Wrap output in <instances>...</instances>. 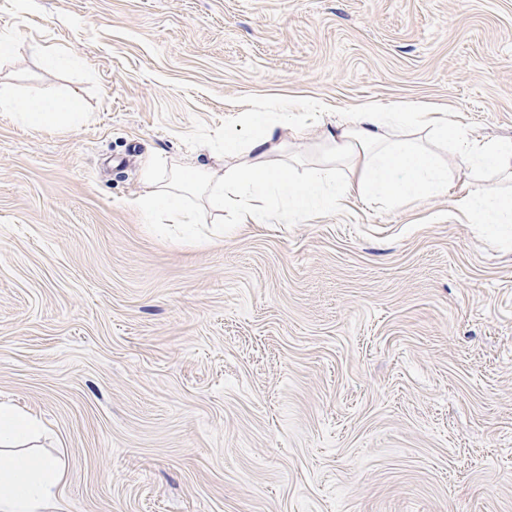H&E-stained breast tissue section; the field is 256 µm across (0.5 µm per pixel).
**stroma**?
<instances>
[{"mask_svg": "<svg viewBox=\"0 0 512 512\" xmlns=\"http://www.w3.org/2000/svg\"><path fill=\"white\" fill-rule=\"evenodd\" d=\"M1 34L0 92L85 115L0 117V403L46 426L64 512H512V238L446 195L202 244L132 205L267 98L512 140V0H0ZM324 151L311 122L270 162ZM69 102L61 98L38 97L16 102L8 96H0V112H10L17 122L34 129L52 128L62 118L79 123L81 112H64Z\"/></svg>", "mask_w": 512, "mask_h": 512, "instance_id": "stroma-1", "label": "stroma"}]
</instances>
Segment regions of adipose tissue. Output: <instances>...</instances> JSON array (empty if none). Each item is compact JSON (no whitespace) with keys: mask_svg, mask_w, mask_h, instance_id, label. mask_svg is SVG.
I'll use <instances>...</instances> for the list:
<instances>
[{"mask_svg":"<svg viewBox=\"0 0 512 512\" xmlns=\"http://www.w3.org/2000/svg\"><path fill=\"white\" fill-rule=\"evenodd\" d=\"M0 112L34 129L55 127L64 117L75 123L82 119L61 98L16 101L1 95ZM325 115L323 102L316 98L268 100L224 130L225 155H252L259 165L167 172L158 163L145 170L147 190L133 205L153 231L167 234L175 228L183 241L199 240L196 226L203 212L216 224L228 215L240 225L281 224L334 211L355 196L411 204L448 193L458 220L484 225L494 236L512 227V195L500 190L449 192L447 167L414 136L424 131L435 143L451 148L466 178L497 176L506 181L512 180V141L471 137L443 112L368 105L326 125L323 134L330 151L305 176L264 164V157L279 149L285 129L310 120L323 122ZM341 163L346 166L342 173L337 170ZM190 195L200 199V206L186 205ZM42 432L36 417L0 403V512H48L58 502L63 469L30 451Z\"/></svg>","mask_w":512,"mask_h":512,"instance_id":"ef3b65f1","label":"adipose tissue"}]
</instances>
